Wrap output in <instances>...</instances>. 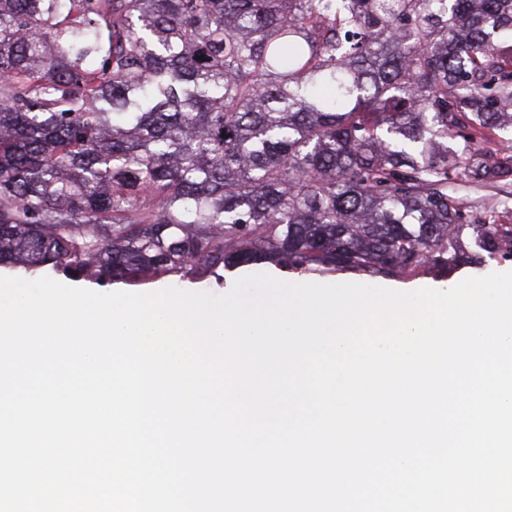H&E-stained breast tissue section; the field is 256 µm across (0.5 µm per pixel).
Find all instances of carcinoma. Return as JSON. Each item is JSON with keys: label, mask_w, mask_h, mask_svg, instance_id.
<instances>
[{"label": "carcinoma", "mask_w": 512, "mask_h": 512, "mask_svg": "<svg viewBox=\"0 0 512 512\" xmlns=\"http://www.w3.org/2000/svg\"><path fill=\"white\" fill-rule=\"evenodd\" d=\"M512 0H0V267L512 259Z\"/></svg>", "instance_id": "1"}]
</instances>
